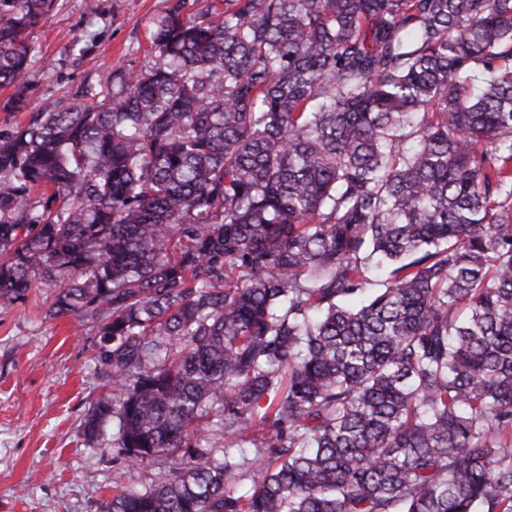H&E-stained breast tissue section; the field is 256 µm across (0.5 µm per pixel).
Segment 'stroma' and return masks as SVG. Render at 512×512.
I'll list each match as a JSON object with an SVG mask.
<instances>
[{
    "label": "stroma",
    "mask_w": 512,
    "mask_h": 512,
    "mask_svg": "<svg viewBox=\"0 0 512 512\" xmlns=\"http://www.w3.org/2000/svg\"><path fill=\"white\" fill-rule=\"evenodd\" d=\"M171 0H56L30 35L37 110L110 69L145 61L153 21ZM83 55H73V41ZM53 288L37 284L0 311V512H102L112 451L87 447L83 421L104 392L93 322L46 319Z\"/></svg>",
    "instance_id": "stroma-1"
}]
</instances>
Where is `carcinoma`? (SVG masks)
Returning a JSON list of instances; mask_svg holds the SVG:
<instances>
[{
  "instance_id": "obj_1",
  "label": "carcinoma",
  "mask_w": 512,
  "mask_h": 512,
  "mask_svg": "<svg viewBox=\"0 0 512 512\" xmlns=\"http://www.w3.org/2000/svg\"><path fill=\"white\" fill-rule=\"evenodd\" d=\"M54 3L0 0L10 112ZM147 56L0 135L104 512H512V0H174Z\"/></svg>"
}]
</instances>
